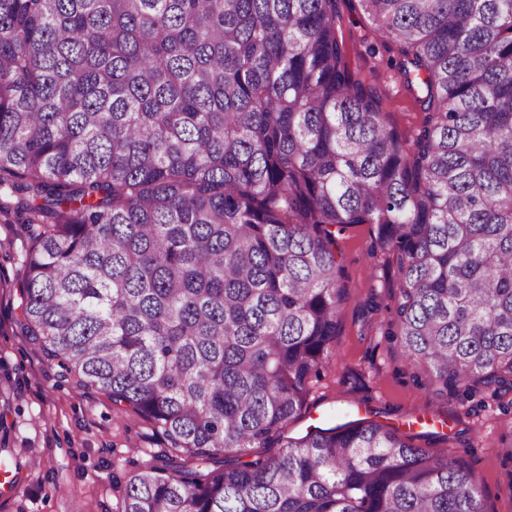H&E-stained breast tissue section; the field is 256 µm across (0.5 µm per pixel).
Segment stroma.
<instances>
[{
  "instance_id": "35a3bbf8",
  "label": "stroma",
  "mask_w": 512,
  "mask_h": 512,
  "mask_svg": "<svg viewBox=\"0 0 512 512\" xmlns=\"http://www.w3.org/2000/svg\"><path fill=\"white\" fill-rule=\"evenodd\" d=\"M336 31L350 70L380 92L390 123L412 139L422 114L394 66L397 44L376 32L358 0H338ZM375 235L360 224L338 237L347 297L336 347L282 434L380 423L468 466L487 512H512V391L435 394L429 367L407 359L389 334L400 275L391 257L372 255ZM24 246L20 225L0 223V448L21 466L19 483L0 490V512H121L128 480L159 463L166 444L152 422L72 385L25 335L16 276Z\"/></svg>"
}]
</instances>
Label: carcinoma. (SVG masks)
Wrapping results in <instances>:
<instances>
[{
    "instance_id": "carcinoma-1",
    "label": "carcinoma",
    "mask_w": 512,
    "mask_h": 512,
    "mask_svg": "<svg viewBox=\"0 0 512 512\" xmlns=\"http://www.w3.org/2000/svg\"><path fill=\"white\" fill-rule=\"evenodd\" d=\"M423 117L405 149L337 0H0V214L25 333L177 458L121 512H487L361 420L266 448L337 336L336 232L376 226L435 391L512 390V0H359ZM287 439H283L282 442H274L268 448H249L248 451L243 453L236 452H224L215 456L213 461L208 463L210 469L219 466H240L243 463L250 462L257 458H266L278 455L282 450L281 445L285 443Z\"/></svg>"
}]
</instances>
